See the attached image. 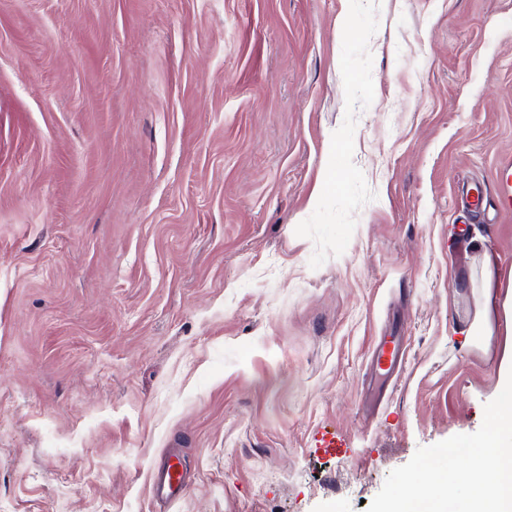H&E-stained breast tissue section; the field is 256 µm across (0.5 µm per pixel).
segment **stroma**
Returning a JSON list of instances; mask_svg holds the SVG:
<instances>
[{
    "instance_id": "stroma-1",
    "label": "stroma",
    "mask_w": 512,
    "mask_h": 512,
    "mask_svg": "<svg viewBox=\"0 0 512 512\" xmlns=\"http://www.w3.org/2000/svg\"><path fill=\"white\" fill-rule=\"evenodd\" d=\"M511 158L512 0H0V512H367L512 370ZM497 208L504 215L512 214V161L503 163L497 173ZM494 278V268L487 257L485 266V288L483 289V306L480 308L466 331L470 336H488L490 334L491 291ZM405 364V350L401 342L394 337L382 338L373 349L371 355V370L376 374L387 375L398 366ZM180 464L179 460L176 463L171 460L168 461L162 475L155 483V491L158 495L166 494L169 496L182 485V473H178L176 469L177 465Z\"/></svg>"
}]
</instances>
